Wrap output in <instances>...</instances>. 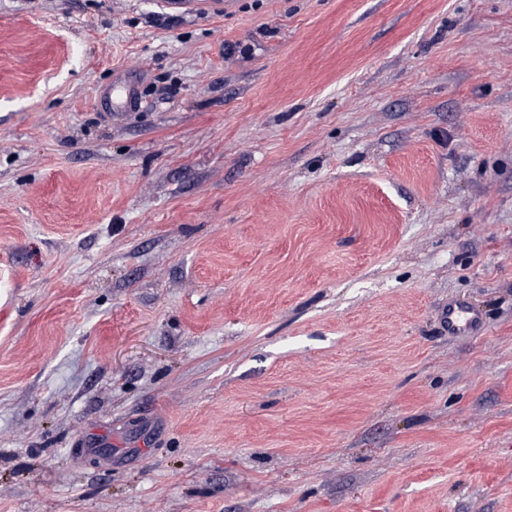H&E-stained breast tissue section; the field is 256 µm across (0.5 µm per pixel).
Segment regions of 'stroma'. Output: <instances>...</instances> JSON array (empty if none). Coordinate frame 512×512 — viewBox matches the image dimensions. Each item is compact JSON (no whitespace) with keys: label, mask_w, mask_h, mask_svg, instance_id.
<instances>
[{"label":"stroma","mask_w":512,"mask_h":512,"mask_svg":"<svg viewBox=\"0 0 512 512\" xmlns=\"http://www.w3.org/2000/svg\"><path fill=\"white\" fill-rule=\"evenodd\" d=\"M0 512H512V0H0ZM139 79L136 76L122 74L114 78L112 85L96 93V106L99 113L108 122L112 116L127 112L140 104ZM444 320L448 323V330L461 334L472 330L479 322V313L471 305L463 302L448 304L444 312Z\"/></svg>","instance_id":"35a3bbf8"}]
</instances>
